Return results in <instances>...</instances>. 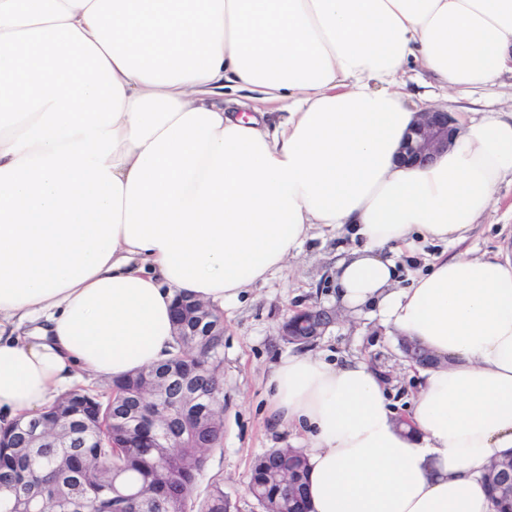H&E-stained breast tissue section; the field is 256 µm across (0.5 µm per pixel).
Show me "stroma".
<instances>
[{"label": "stroma", "instance_id": "35a3bbf8", "mask_svg": "<svg viewBox=\"0 0 512 512\" xmlns=\"http://www.w3.org/2000/svg\"><path fill=\"white\" fill-rule=\"evenodd\" d=\"M412 101L431 96L435 105L452 114L481 118L486 112L512 111V77L503 76L492 87L466 94H448L428 77L410 72L406 78ZM497 195L502 208L490 209L476 225L465 249L473 254L496 252L512 246V221L503 208L512 203V184H501ZM361 243L345 231L315 227L301 251L274 271L266 281L244 290L238 302L224 310V439L222 448L209 453L203 483L218 481L235 504V512H263L246 492L256 457L271 448L300 447L301 431L273 423L268 416V380L278 361L297 353L296 345L281 334L292 311L308 306L334 307L336 261L359 249ZM445 244L418 241L397 258L399 277L410 284L413 276L427 272ZM328 362L358 357L387 376L386 397L395 416L412 413L420 376L403 358L395 331L367 313L339 310L337 320L308 349Z\"/></svg>", "mask_w": 512, "mask_h": 512}]
</instances>
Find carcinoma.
<instances>
[{
	"mask_svg": "<svg viewBox=\"0 0 512 512\" xmlns=\"http://www.w3.org/2000/svg\"><path fill=\"white\" fill-rule=\"evenodd\" d=\"M191 336L174 337L173 351L163 365H176ZM193 356L201 366V379L216 413L213 428L188 424L187 431L175 448H153L147 433L130 434L114 429L112 447H97L90 435L82 457L74 455L68 443L58 441L31 454L14 448L0 447V512H7L21 497L41 494L38 485L25 481L27 471L41 468L49 473L56 491L58 512H66L70 501L78 496L84 512L99 510L98 490L112 487V497L126 493L134 486L143 492V505L137 512H184L192 505L193 494L205 469L203 457L221 447L223 441L220 405L224 357L197 349ZM143 373L138 372L112 383L115 392H107V405L112 397H123L137 390ZM512 474V453L493 461L485 469L484 478L498 512H512V486L504 487L505 477ZM308 478L306 458L299 448H271L258 457L251 469L247 493L264 512H309L304 496ZM229 497L224 487L211 484L207 495L197 503V512H228Z\"/></svg>",
	"mask_w": 512,
	"mask_h": 512,
	"instance_id": "carcinoma-1",
	"label": "carcinoma"
}]
</instances>
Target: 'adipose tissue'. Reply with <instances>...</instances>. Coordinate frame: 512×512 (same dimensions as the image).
Segmentation results:
<instances>
[{
    "label": "adipose tissue",
    "instance_id": "adipose-tissue-1",
    "mask_svg": "<svg viewBox=\"0 0 512 512\" xmlns=\"http://www.w3.org/2000/svg\"><path fill=\"white\" fill-rule=\"evenodd\" d=\"M417 63L457 93L512 74V0H0V430L77 371L166 360L172 309L216 310L313 226L362 250L336 298L435 355L399 428L364 360L273 371L269 414L306 432L310 512H497L512 450V255L440 256L399 286L414 237L465 242L512 176V112L457 118L426 167L396 155ZM246 89L288 109H225ZM512 474V452L493 461L485 469L484 478L499 512H512V486L504 487L505 477Z\"/></svg>",
    "mask_w": 512,
    "mask_h": 512
}]
</instances>
